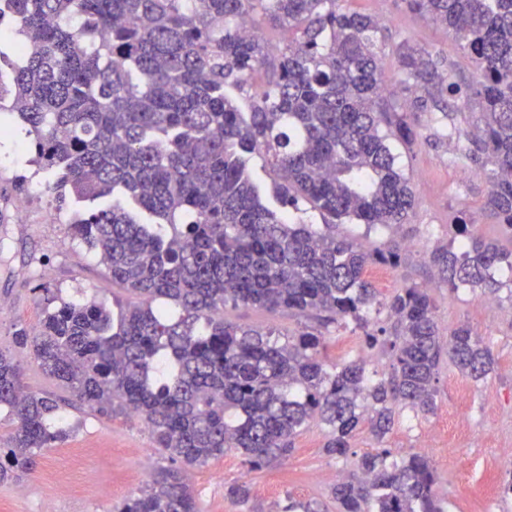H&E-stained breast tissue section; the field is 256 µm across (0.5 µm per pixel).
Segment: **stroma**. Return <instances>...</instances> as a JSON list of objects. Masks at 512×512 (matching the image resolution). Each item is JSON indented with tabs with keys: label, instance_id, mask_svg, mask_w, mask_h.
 <instances>
[{
	"label": "stroma",
	"instance_id": "35a3bbf8",
	"mask_svg": "<svg viewBox=\"0 0 512 512\" xmlns=\"http://www.w3.org/2000/svg\"><path fill=\"white\" fill-rule=\"evenodd\" d=\"M345 6L382 19V66L391 97H403L395 52L403 41L449 63L454 81H471L472 58L459 49L448 30L411 13L402 0H346ZM418 124L421 136L406 164L416 207L409 224L392 235L406 244L405 258L395 268L369 267L366 276L383 298L412 283L431 287L443 332L462 323L469 325L491 350L492 372L476 382L452 364L442 363L433 413L417 416L407 409L399 411L392 430L380 441L368 430H360L343 458L324 452L326 428L314 423L297 438L296 449L284 464L253 471L234 452L209 461L187 474L202 512H283L291 500L317 504L321 512H336L331 489L338 476L348 473L359 455L378 446L398 455L425 452L440 475L438 493L446 512H512V473L489 468L492 459L512 453V294L500 291L489 306L471 289L454 292L438 287L436 271L427 259L435 248L457 246L448 231L457 215H466L475 232L486 237L501 240L505 233L483 209L485 181L462 151H450L447 139L438 137L434 113H419ZM31 159L24 129L18 127L12 135L0 137V241L5 244L0 250V347L4 348L11 347L15 326L39 330L48 290H60L66 299L93 294L107 302L124 295L113 288L103 266L73 240L69 230L74 215L90 213L95 203L58 209L48 189L49 174L36 171ZM22 199L28 203L24 224L16 216ZM336 233L370 250L384 247L392 237L359 224L337 225ZM226 316L288 334L305 323L298 316L243 307L227 310ZM22 363L25 388L65 401L63 413L73 432L64 442L37 452L31 475L0 484V512H112L137 494L142 488L138 474L153 472L163 463L143 420L123 415L109 419L73 404L68 390L43 374L32 359L23 358ZM457 417L482 428V440L430 439L431 431ZM82 447L93 449L88 470L97 483L110 488L109 497H101L94 487L73 493L47 483L49 472L69 469L70 449ZM241 482L250 488L248 498H229L227 488Z\"/></svg>",
	"mask_w": 512,
	"mask_h": 512
}]
</instances>
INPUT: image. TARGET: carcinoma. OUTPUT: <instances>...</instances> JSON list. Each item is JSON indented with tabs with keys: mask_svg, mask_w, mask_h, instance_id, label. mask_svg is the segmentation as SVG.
Masks as SVG:
<instances>
[{
	"mask_svg": "<svg viewBox=\"0 0 512 512\" xmlns=\"http://www.w3.org/2000/svg\"><path fill=\"white\" fill-rule=\"evenodd\" d=\"M15 40L10 86L0 88V133L18 119L32 162L54 171L61 209L108 196L112 205L70 223L128 294L118 311L94 296L47 310L33 334L20 326L0 348V413L13 424L0 482L32 470L34 455L70 436L59 401L22 384L17 353L101 416L140 415L170 462L118 512H201L185 470L230 451L253 471L288 459L314 421L326 454L344 457L359 430L378 440L399 405L429 413L443 358L475 380L494 361L462 324L443 336L427 286L384 301L365 278L397 267L404 245L369 250L336 235L406 224L416 207L401 165L420 137L418 112L453 121L447 96L463 91L426 50L396 47L399 102L385 94L382 26L343 0H8ZM451 32L473 59L465 93L481 105L478 134L451 126L489 184L484 210L512 237V0H405ZM249 17L252 33L240 19ZM288 28L272 46L262 28ZM252 89L249 111L232 91ZM261 156L279 180L276 205L249 172ZM154 220L140 223L116 191ZM308 203L323 218L295 216ZM458 248L428 262L453 291L496 295L512 272V247L450 225ZM389 328L373 329V305ZM252 307L316 319L292 336L227 319ZM348 320L369 349L390 354L378 377L363 359L328 363L325 331ZM427 455L365 452L332 489L338 512H445Z\"/></svg>",
	"mask_w": 512,
	"mask_h": 512,
	"instance_id": "carcinoma-1",
	"label": "carcinoma"
}]
</instances>
